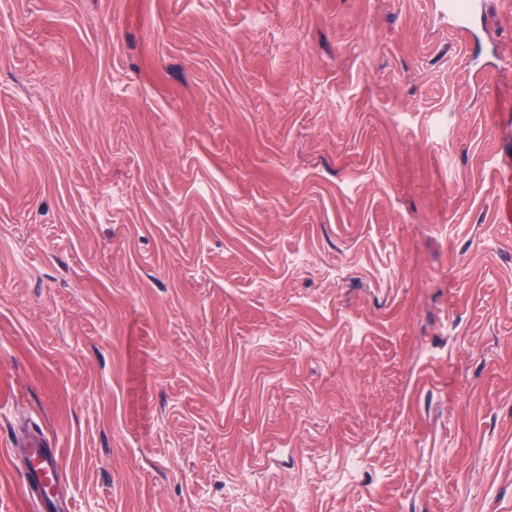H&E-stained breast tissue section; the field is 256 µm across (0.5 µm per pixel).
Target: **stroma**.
Instances as JSON below:
<instances>
[{"instance_id":"stroma-1","label":"stroma","mask_w":512,"mask_h":512,"mask_svg":"<svg viewBox=\"0 0 512 512\" xmlns=\"http://www.w3.org/2000/svg\"><path fill=\"white\" fill-rule=\"evenodd\" d=\"M0 0V512H512V0ZM23 448V498L36 512H70L71 503L60 486L61 458L49 438L41 433L31 434L17 446Z\"/></svg>"}]
</instances>
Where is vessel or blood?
<instances>
[{
  "instance_id": "obj_1",
  "label": "vessel or blood",
  "mask_w": 512,
  "mask_h": 512,
  "mask_svg": "<svg viewBox=\"0 0 512 512\" xmlns=\"http://www.w3.org/2000/svg\"><path fill=\"white\" fill-rule=\"evenodd\" d=\"M24 499L34 512H71L72 506L60 486V452L41 433L31 434L22 444Z\"/></svg>"
}]
</instances>
